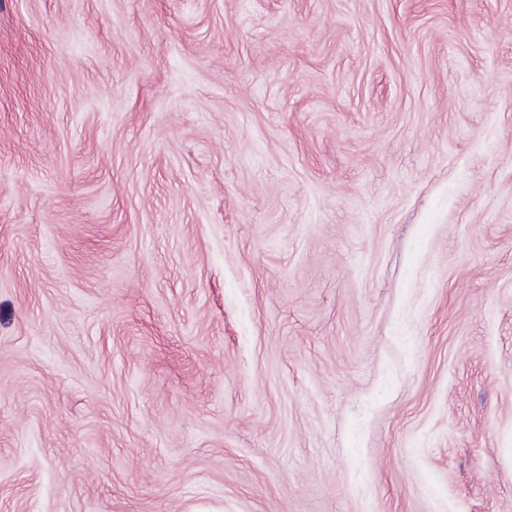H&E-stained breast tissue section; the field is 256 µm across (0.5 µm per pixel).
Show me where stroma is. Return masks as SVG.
Segmentation results:
<instances>
[{
	"label": "stroma",
	"mask_w": 512,
	"mask_h": 512,
	"mask_svg": "<svg viewBox=\"0 0 512 512\" xmlns=\"http://www.w3.org/2000/svg\"><path fill=\"white\" fill-rule=\"evenodd\" d=\"M0 512H512V0H0Z\"/></svg>",
	"instance_id": "obj_1"
}]
</instances>
